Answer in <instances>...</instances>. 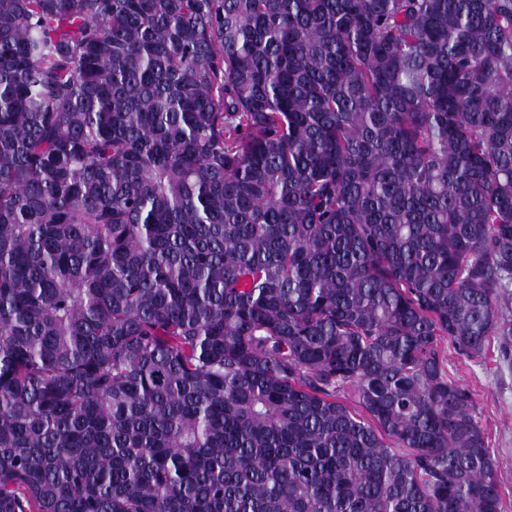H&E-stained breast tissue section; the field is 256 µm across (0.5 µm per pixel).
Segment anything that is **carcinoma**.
<instances>
[{"label":"carcinoma","instance_id":"obj_1","mask_svg":"<svg viewBox=\"0 0 512 512\" xmlns=\"http://www.w3.org/2000/svg\"><path fill=\"white\" fill-rule=\"evenodd\" d=\"M511 301L512 0H0V512H502ZM507 353L495 344L485 360H465L448 345V373L474 394L501 475L502 510L512 512V350Z\"/></svg>","mask_w":512,"mask_h":512}]
</instances>
